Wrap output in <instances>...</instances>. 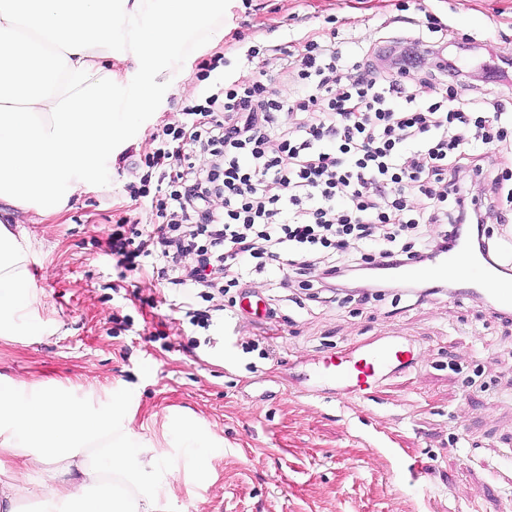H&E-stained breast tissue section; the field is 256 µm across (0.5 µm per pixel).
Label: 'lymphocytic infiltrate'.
<instances>
[{
  "instance_id": "1",
  "label": "lymphocytic infiltrate",
  "mask_w": 512,
  "mask_h": 512,
  "mask_svg": "<svg viewBox=\"0 0 512 512\" xmlns=\"http://www.w3.org/2000/svg\"><path fill=\"white\" fill-rule=\"evenodd\" d=\"M446 29L432 17L426 32L349 61L332 31L248 49L247 62L282 61L294 94L259 76L222 80L171 113L150 135L149 175L126 187L156 221L131 231L118 220L107 255L125 272L150 259L175 294L171 312L209 347L225 296L254 274L365 305L384 283L363 271L430 262L460 229L511 273L489 227L512 210V156L492 149L512 137V97H465V76L442 52ZM196 149L207 166L191 162Z\"/></svg>"
}]
</instances>
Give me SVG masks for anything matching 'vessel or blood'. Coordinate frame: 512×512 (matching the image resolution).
I'll use <instances>...</instances> for the list:
<instances>
[{
    "instance_id": "b4317fda",
    "label": "vessel or blood",
    "mask_w": 512,
    "mask_h": 512,
    "mask_svg": "<svg viewBox=\"0 0 512 512\" xmlns=\"http://www.w3.org/2000/svg\"><path fill=\"white\" fill-rule=\"evenodd\" d=\"M480 270L485 287L471 290L472 298L492 299L499 312L512 314V281L503 278L467 243L448 253H442L426 266L405 265L396 270L400 283H429L444 280L451 272ZM240 312L249 318H261L267 312L263 298L245 290L239 303ZM416 356L411 340L398 336H376L359 342L349 349L323 356L318 361V375L347 396L366 397L381 373H399L414 366Z\"/></svg>"
}]
</instances>
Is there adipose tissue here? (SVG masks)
Listing matches in <instances>:
<instances>
[{"instance_id": "adipose-tissue-1", "label": "adipose tissue", "mask_w": 512, "mask_h": 512, "mask_svg": "<svg viewBox=\"0 0 512 512\" xmlns=\"http://www.w3.org/2000/svg\"><path fill=\"white\" fill-rule=\"evenodd\" d=\"M225 0H0V215H45L96 180L128 143L191 40ZM132 64L123 84L114 57ZM31 244L0 222V336H34ZM123 397L89 411L54 393L0 383V450L23 449L0 480V512L39 497L43 512H161L180 468L122 425Z\"/></svg>"}]
</instances>
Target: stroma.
<instances>
[{"instance_id": "1", "label": "stroma", "mask_w": 512, "mask_h": 512, "mask_svg": "<svg viewBox=\"0 0 512 512\" xmlns=\"http://www.w3.org/2000/svg\"><path fill=\"white\" fill-rule=\"evenodd\" d=\"M395 7L379 0H227L224 14L161 77L163 91L140 119L137 146L120 155L59 211L26 224L29 271L38 283V338H0V380L59 389L99 408L127 399L128 427L163 461H181L171 423L196 420L210 434L204 470L189 468L167 493L166 512H512V325L492 304L463 291L414 304L309 301L304 291L258 280L278 323L274 357L243 353L234 320L217 328L214 348L166 351L145 325L175 326L151 271L122 275L103 241L125 202L130 168L169 113L199 101L202 59L222 53L231 32L249 45H274L335 26L343 56L379 37H407L427 15L471 35L461 57L472 83L482 67L512 58V0H410L409 23L386 24ZM131 316L123 330L113 316ZM411 339L416 367L371 398L305 396L292 383L311 362L371 336ZM257 372H249L248 363Z\"/></svg>"}]
</instances>
